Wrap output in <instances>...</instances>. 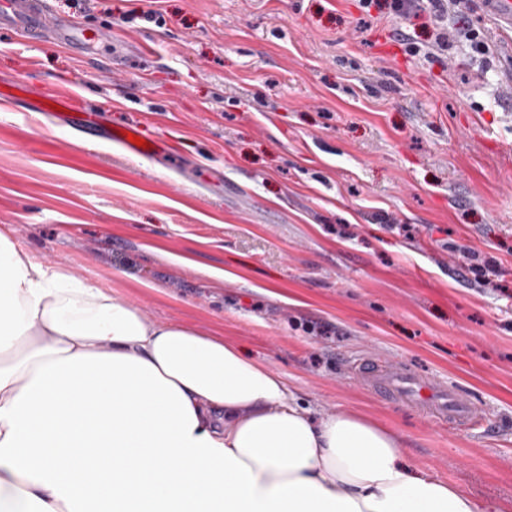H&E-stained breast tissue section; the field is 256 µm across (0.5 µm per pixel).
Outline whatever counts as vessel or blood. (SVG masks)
<instances>
[{
  "label": "vessel or blood",
  "instance_id": "vessel-or-blood-1",
  "mask_svg": "<svg viewBox=\"0 0 512 512\" xmlns=\"http://www.w3.org/2000/svg\"><path fill=\"white\" fill-rule=\"evenodd\" d=\"M491 21L502 34H512V0H486ZM0 33L27 44L50 39L72 50H84L102 40L101 32L79 26L57 16L49 0H0ZM76 90L67 85L42 94L38 111H54L56 118L72 122ZM138 129L125 126L121 131L105 132L104 138L124 151L143 154V147L133 140ZM357 382L376 396L392 403L421 411L431 422L452 424L490 431L493 422L477 403L458 388L423 375L406 363L364 354L350 365Z\"/></svg>",
  "mask_w": 512,
  "mask_h": 512
}]
</instances>
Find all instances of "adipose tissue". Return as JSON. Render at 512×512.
Masks as SVG:
<instances>
[{"label": "adipose tissue", "mask_w": 512, "mask_h": 512, "mask_svg": "<svg viewBox=\"0 0 512 512\" xmlns=\"http://www.w3.org/2000/svg\"><path fill=\"white\" fill-rule=\"evenodd\" d=\"M0 512H488L359 413L0 227Z\"/></svg>", "instance_id": "ef3b65f1"}]
</instances>
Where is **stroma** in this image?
<instances>
[{
  "mask_svg": "<svg viewBox=\"0 0 512 512\" xmlns=\"http://www.w3.org/2000/svg\"><path fill=\"white\" fill-rule=\"evenodd\" d=\"M51 5L107 40L77 56L0 35V87H28L0 107V226L149 320L234 343L313 416L372 418L411 466L512 512V43L482 0L448 24L483 33L489 54L459 46L438 61L396 34L427 46V17L382 2ZM62 82L105 127L138 122L167 151L129 155L28 118ZM456 245L498 258L496 290L462 276ZM362 353L453 383L496 429L382 401L349 378Z\"/></svg>",
  "mask_w": 512,
  "mask_h": 512,
  "instance_id": "1",
  "label": "stroma"
}]
</instances>
